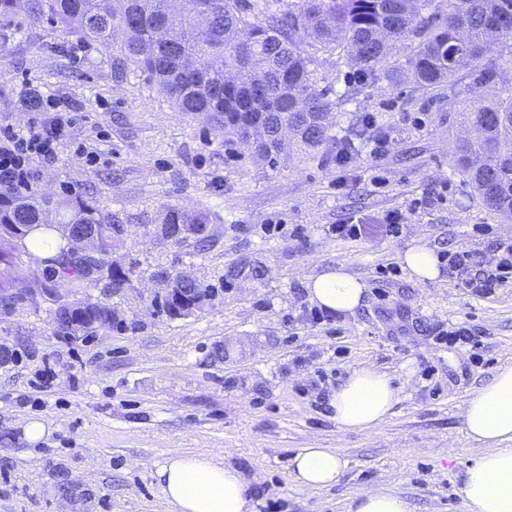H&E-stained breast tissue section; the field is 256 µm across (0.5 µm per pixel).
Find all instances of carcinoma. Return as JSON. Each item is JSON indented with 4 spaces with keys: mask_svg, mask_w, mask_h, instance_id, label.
Returning a JSON list of instances; mask_svg holds the SVG:
<instances>
[{
    "mask_svg": "<svg viewBox=\"0 0 512 512\" xmlns=\"http://www.w3.org/2000/svg\"><path fill=\"white\" fill-rule=\"evenodd\" d=\"M280 0H266V15L254 14L247 0H0V16L23 14L34 22L44 19L102 47L111 45L112 27L133 17L135 34L112 54L114 77L122 79L128 64L136 65L156 89L181 112L204 115L214 129L235 128L256 142L255 159L275 167L283 158L276 129L288 125V148L310 155L333 144L353 156L364 139L358 124L336 138L323 125L332 110L330 87L313 79V59L303 55L297 38L305 36L323 49L336 52L340 63L361 81L384 77L392 83L424 88L453 81L472 70L486 83L495 70L480 65L491 50L486 29L495 26L512 38V0H442L445 8L430 11L435 0H297L280 12ZM167 22L179 40L157 43V26ZM413 38L405 62L392 64L396 43ZM197 54L200 66L189 69L181 50ZM462 124L484 128L473 141L457 142L456 165L466 174L485 207L502 220L512 221V96L458 112ZM48 201L0 189V225L11 224L19 251L42 223ZM60 224H86L99 233L104 246L123 232L118 216L102 212L81 196L53 202ZM170 224H204L201 214L173 209ZM65 250L45 259L42 277L63 275L73 281L91 277L81 265L65 263Z\"/></svg>",
    "mask_w": 512,
    "mask_h": 512,
    "instance_id": "cac0c4a2",
    "label": "carcinoma"
}]
</instances>
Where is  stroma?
Masks as SVG:
<instances>
[{
  "instance_id": "35a3bbf8",
  "label": "stroma",
  "mask_w": 512,
  "mask_h": 512,
  "mask_svg": "<svg viewBox=\"0 0 512 512\" xmlns=\"http://www.w3.org/2000/svg\"><path fill=\"white\" fill-rule=\"evenodd\" d=\"M299 46L319 86L338 92L336 126L373 113L390 137L384 156L365 149L341 169L329 148L273 168L246 150L228 153L222 134L179 112L136 66L115 81L111 50L46 20L0 17V136L26 124L29 88L69 101L79 118L33 192L76 194L117 215L124 247L105 260L135 269L117 291L61 282L63 295H92L116 311V325L91 339L62 336L46 302L0 314L9 353L0 362V512H172L155 467L195 451L243 472L255 512H347L378 489L401 493L410 512H466L462 477L481 450L459 413L512 364V286L479 297L460 274L420 283L398 257L417 244L483 252L512 241V223L482 204L453 161L458 111L512 94V40L483 60L497 71L492 82L462 72L431 88L366 84L335 52L305 38ZM172 208L207 216L205 246L163 235ZM394 211L407 217L396 238L385 233ZM331 224L361 234L339 238ZM339 265L366 283L365 300L312 323L305 280ZM387 265L397 274L381 276ZM163 269L192 270L213 293L209 307L167 317L156 304ZM460 323L475 328L481 354L427 333ZM367 365L392 376L398 401L375 432L339 436L325 397ZM32 421L45 426L36 443L24 436ZM300 448L340 452V481L298 488L290 462Z\"/></svg>"
}]
</instances>
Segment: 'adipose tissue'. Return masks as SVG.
I'll return each instance as SVG.
<instances>
[{"label":"adipose tissue","instance_id":"adipose-tissue-1","mask_svg":"<svg viewBox=\"0 0 512 512\" xmlns=\"http://www.w3.org/2000/svg\"><path fill=\"white\" fill-rule=\"evenodd\" d=\"M305 288L312 303L339 315L358 309L367 285L344 267L309 277ZM398 399L391 377L368 365L355 369L332 394L330 405L340 431H375ZM466 437L483 453L469 466L460 488L467 512H512V365L499 367L476 388L461 409ZM297 487L317 490L336 485L347 463L332 448H301L291 459ZM174 512H253L249 484L235 468L209 452L174 455L156 470Z\"/></svg>","mask_w":512,"mask_h":512}]
</instances>
